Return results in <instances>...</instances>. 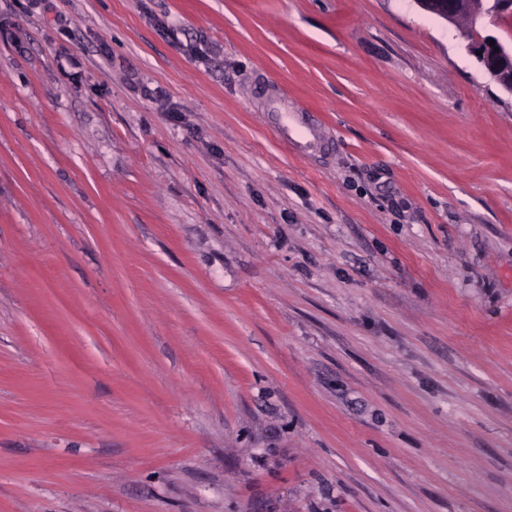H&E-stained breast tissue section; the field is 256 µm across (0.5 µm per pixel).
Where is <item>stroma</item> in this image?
<instances>
[{"instance_id":"35a3bbf8","label":"stroma","mask_w":512,"mask_h":512,"mask_svg":"<svg viewBox=\"0 0 512 512\" xmlns=\"http://www.w3.org/2000/svg\"><path fill=\"white\" fill-rule=\"evenodd\" d=\"M0 512H512V96L456 28L0 0Z\"/></svg>"}]
</instances>
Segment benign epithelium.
Returning a JSON list of instances; mask_svg holds the SVG:
<instances>
[{
	"label": "benign epithelium",
	"mask_w": 512,
	"mask_h": 512,
	"mask_svg": "<svg viewBox=\"0 0 512 512\" xmlns=\"http://www.w3.org/2000/svg\"><path fill=\"white\" fill-rule=\"evenodd\" d=\"M423 10L455 27L467 22V50L477 63L507 94L512 95V49L491 36L482 35L477 21L484 15L508 18L512 16V0H415Z\"/></svg>",
	"instance_id": "7a95c632"
}]
</instances>
